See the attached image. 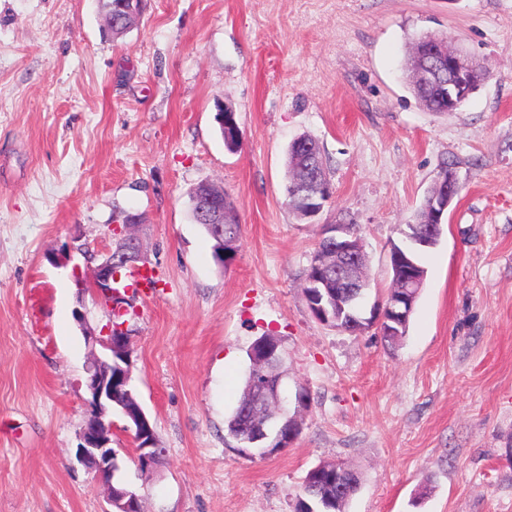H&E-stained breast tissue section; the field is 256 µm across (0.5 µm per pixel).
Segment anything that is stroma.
Wrapping results in <instances>:
<instances>
[{"mask_svg":"<svg viewBox=\"0 0 512 512\" xmlns=\"http://www.w3.org/2000/svg\"><path fill=\"white\" fill-rule=\"evenodd\" d=\"M104 27L99 0H0V512H106L74 458L90 356L75 312L95 328L109 313L76 283L130 213L163 281L126 318L159 472L138 470L112 417L144 512H294L327 461L361 472L345 512H512V0H147L124 36ZM423 32L487 71L459 111H427L409 89ZM303 134L333 186L310 223L285 196ZM445 165L461 191L400 343L314 319L302 288L322 225H360L368 299H384L390 244ZM204 182L238 211L225 265L193 220ZM265 333L310 407L262 457L225 420Z\"/></svg>","mask_w":512,"mask_h":512,"instance_id":"stroma-1","label":"stroma"}]
</instances>
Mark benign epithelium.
<instances>
[{"mask_svg":"<svg viewBox=\"0 0 512 512\" xmlns=\"http://www.w3.org/2000/svg\"><path fill=\"white\" fill-rule=\"evenodd\" d=\"M465 58L467 54L461 50L448 59L436 54L425 70L424 77L429 81L436 80L443 70H448V98L453 102L471 93L464 75ZM458 191V179L451 174L448 176L447 187L432 202L434 217L439 219L444 216ZM332 194L331 183L320 178L318 171L314 170L308 180L295 190L290 206L310 219L323 210ZM193 203L198 212L204 214L207 223L215 230L222 231L224 210L220 206L200 198L194 199ZM138 226L139 217L132 214L124 224L113 227L118 246L105 255L97 265L92 280L84 288L95 302L103 303L108 309L113 308L117 299L130 300L129 295L118 290L120 268L127 267L136 271L149 267L142 246L136 245L138 237L135 228ZM363 254V240L352 231L351 225L341 221L325 224L320 245L314 255V266L336 270V287L351 289L350 298L360 302L371 288L370 280L361 266ZM390 267L394 270L397 284L391 289L388 300L372 306L368 317L361 310L355 314L342 312L340 299L333 297L327 280L317 276L308 281V287L319 302L317 309L322 312V316L328 317L331 311L332 320H348L349 332L360 334L374 328L386 338L398 336L412 310L414 290L420 286L423 270L403 240L391 243ZM76 314L84 326L85 339L91 345L90 359L85 366V389L91 415L79 432L76 459L104 487L114 512H142L140 496L135 491L126 485L118 488L113 484V462L117 457L112 448L113 404L122 406L126 416L124 428L131 433L135 443L138 456L136 465L140 471L154 470L162 452L149 419L133 402L135 387L132 365L127 356L130 350L127 328L123 324L114 327L108 323L96 330L89 325L85 312L78 310ZM285 359V352L278 350L273 340L262 345L260 355L256 357L259 365L275 364L279 367ZM285 378L286 373L281 369L273 376L259 374L254 377L250 411L251 443L264 444L271 439L276 442L281 440V436L273 438L269 433L268 421L276 415L288 417V438H293V434L299 430L297 417L289 416L292 400L288 395Z\"/></svg>","mask_w":512,"mask_h":512,"instance_id":"1","label":"benign epithelium"}]
</instances>
